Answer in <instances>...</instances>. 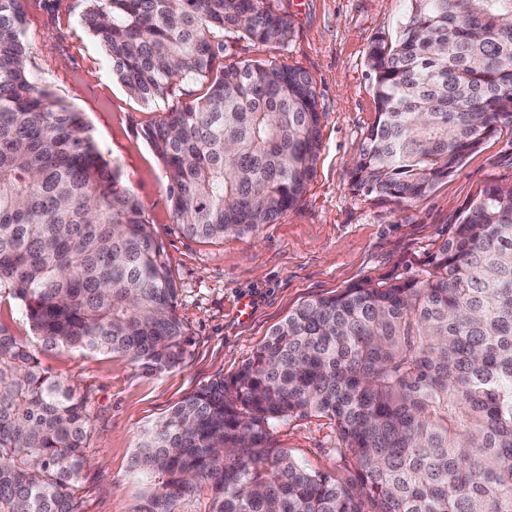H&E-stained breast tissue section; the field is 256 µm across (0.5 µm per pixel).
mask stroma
<instances>
[{"instance_id": "obj_1", "label": "stroma", "mask_w": 512, "mask_h": 512, "mask_svg": "<svg viewBox=\"0 0 512 512\" xmlns=\"http://www.w3.org/2000/svg\"><path fill=\"white\" fill-rule=\"evenodd\" d=\"M275 3L291 22L290 40L282 46L234 40L228 58L285 64L310 77L321 113L314 173L277 223L208 241L185 237L174 224L164 165L143 135L165 106L145 104L113 75L104 48L81 23L85 0L23 2L30 74L82 113L142 204L176 283V313L191 340L183 362L162 373L146 372L120 354L38 351L44 367L75 381L92 421L91 463L80 483L78 512H133L144 487L130 469L141 432L211 380L234 375L269 328L300 301L412 274L484 188L512 183V131L505 129L412 203L354 194L351 161L376 117L368 46L377 34H396L407 2ZM246 298L253 308L245 319L239 304ZM273 441L308 468L342 480L353 475L336 455L341 441L329 418L287 419Z\"/></svg>"}]
</instances>
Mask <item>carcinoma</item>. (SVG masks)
I'll return each instance as SVG.
<instances>
[{"instance_id": "obj_1", "label": "carcinoma", "mask_w": 512, "mask_h": 512, "mask_svg": "<svg viewBox=\"0 0 512 512\" xmlns=\"http://www.w3.org/2000/svg\"><path fill=\"white\" fill-rule=\"evenodd\" d=\"M113 74L145 103L202 80L205 96L144 130L173 221L243 236L300 199L320 147L301 69L227 58L231 38L285 45L271 0H85ZM370 43L376 118L353 191L410 203L512 130V0H407ZM22 0H0V291L44 349L122 354L160 373L186 327L160 243L83 116L36 85ZM336 423L341 481L272 441L295 415ZM91 421L76 387L0 322V512H78ZM134 512H512V186L491 185L414 274L313 297L229 379L145 428Z\"/></svg>"}]
</instances>
